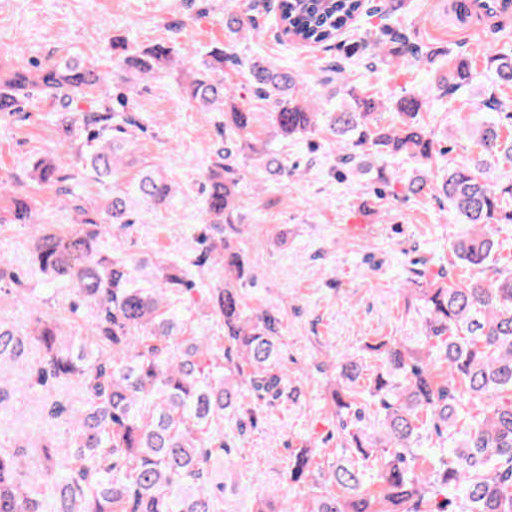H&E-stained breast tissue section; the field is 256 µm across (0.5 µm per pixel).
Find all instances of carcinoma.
<instances>
[{"mask_svg": "<svg viewBox=\"0 0 512 512\" xmlns=\"http://www.w3.org/2000/svg\"><path fill=\"white\" fill-rule=\"evenodd\" d=\"M406 0H380V24L342 43L347 59L368 55L385 65H414L434 71L439 48H421L398 26ZM280 24L290 39L323 44L360 14L363 0H279ZM254 10L224 14V29L238 34ZM121 68L137 79L176 61L174 47L156 44L131 53L112 41ZM226 46H214L202 66L189 74V100L204 112L224 113V148L207 168L201 209L202 232L195 265L216 261L224 283L192 288L185 270L161 250L143 258L108 256L104 239L114 226L134 224L125 197L114 195L86 207L74 206L70 225L34 224L27 199L11 196V222L35 225L32 254L49 281L70 291L73 312L89 310L84 331H65L53 318H37L23 333L0 324V359L19 361L33 344L40 348L35 384L49 395L60 382L81 385L77 405L53 399L47 416L66 427L69 467L61 470L49 450L42 463L19 477L22 449H0V512H218L208 486L211 461L229 440L257 424L258 413L300 397L279 368L283 324L279 313H247L238 283L251 275L241 246L238 158L261 164L265 172H285L268 143L253 130L258 113L234 104L233 91L218 78ZM252 83L272 107L267 112L272 138L299 140L326 132L336 160L365 173L370 157L404 154L421 164L404 184L408 195L431 194L448 201L461 231L450 242L454 257L469 267L494 272L482 280L436 282L418 292L426 317L420 342L408 346L394 337L366 344L380 362L372 386H359L364 364L345 355L337 364L339 388L330 406L343 457L315 469L317 448H298L290 456L286 482L295 487L312 477L320 486L301 512H512V269L503 259L500 225L512 224V208L491 168L512 166V133L502 134L512 112L492 97L476 107L465 128L479 148L478 158L452 166L449 149L423 118L428 101L407 92L391 100L399 121L375 122L385 107L360 90L353 74L336 67L337 99L315 103L298 73L276 69L262 56L246 60ZM498 87H512V50L487 58ZM471 62L459 57L435 82L444 96L470 86ZM111 72L80 57L63 55L52 63H18L0 74V112L15 113L36 93L58 100L80 116L89 147L87 165L103 179L125 165L129 128L136 121L128 95L115 86L112 99L96 93ZM43 184L63 180L59 167L33 165ZM133 193L158 211L177 197L160 171L139 172ZM198 292L223 329L224 347L215 351L202 336H188L187 323ZM481 405L468 416L470 405ZM236 432L224 431V419ZM52 493H42L40 487ZM276 496L257 497L250 512H288L275 508Z\"/></svg>", "mask_w": 512, "mask_h": 512, "instance_id": "cac0c4a2", "label": "carcinoma"}]
</instances>
